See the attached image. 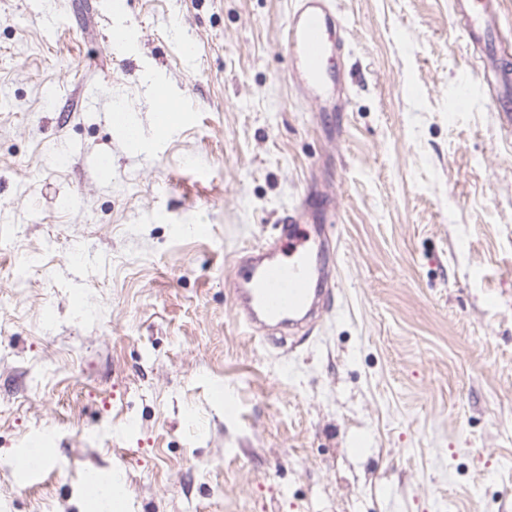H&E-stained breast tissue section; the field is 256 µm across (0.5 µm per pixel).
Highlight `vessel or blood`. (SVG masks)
I'll list each match as a JSON object with an SVG mask.
<instances>
[{
	"instance_id": "obj_1",
	"label": "vessel or blood",
	"mask_w": 512,
	"mask_h": 512,
	"mask_svg": "<svg viewBox=\"0 0 512 512\" xmlns=\"http://www.w3.org/2000/svg\"><path fill=\"white\" fill-rule=\"evenodd\" d=\"M458 28L476 53L473 77L487 93L500 128L512 137V72L498 26L499 0H453ZM340 18L333 0H290L281 49L290 61L293 87L320 112L347 108L348 87L331 65L341 54ZM333 193L308 186L298 204L276 224L274 237L243 251L233 263L230 285L234 318L251 333L280 328L305 336L333 297L335 251L327 230ZM289 253H282V244Z\"/></svg>"
}]
</instances>
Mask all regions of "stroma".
Returning <instances> with one entry per match:
<instances>
[{
    "label": "stroma",
    "instance_id": "35a3bbf8",
    "mask_svg": "<svg viewBox=\"0 0 512 512\" xmlns=\"http://www.w3.org/2000/svg\"><path fill=\"white\" fill-rule=\"evenodd\" d=\"M114 2L0 0V512H82L92 473L119 512H512V141L457 97L452 0H336L333 117L288 79L289 0ZM315 178L333 300L254 338L229 265Z\"/></svg>",
    "mask_w": 512,
    "mask_h": 512
}]
</instances>
